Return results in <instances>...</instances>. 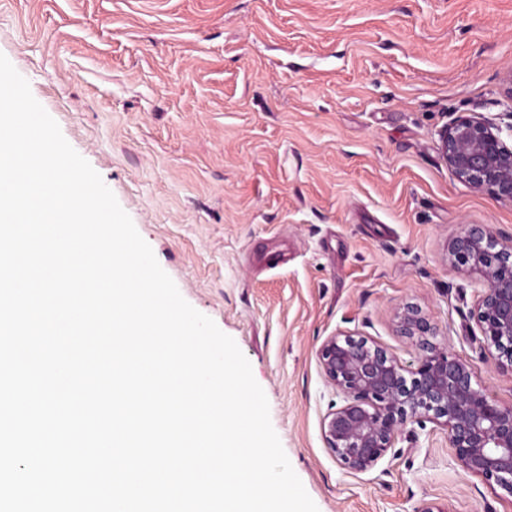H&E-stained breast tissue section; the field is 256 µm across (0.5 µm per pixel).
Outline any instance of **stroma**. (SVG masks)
I'll return each instance as SVG.
<instances>
[{
  "label": "stroma",
  "mask_w": 512,
  "mask_h": 512,
  "mask_svg": "<svg viewBox=\"0 0 512 512\" xmlns=\"http://www.w3.org/2000/svg\"><path fill=\"white\" fill-rule=\"evenodd\" d=\"M0 53L235 340L319 512H512L431 422L347 470L322 439L342 399L318 360L352 333L414 366L393 324L412 302L512 403L447 252L461 224L511 235L512 203L440 152L457 116L508 121L512 0H0ZM280 247L286 265L259 262Z\"/></svg>",
  "instance_id": "35a3bbf8"
}]
</instances>
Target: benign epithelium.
<instances>
[{
    "mask_svg": "<svg viewBox=\"0 0 512 512\" xmlns=\"http://www.w3.org/2000/svg\"><path fill=\"white\" fill-rule=\"evenodd\" d=\"M505 129L512 133V123ZM505 129L462 116L443 131L441 150L461 181L512 202ZM448 267L480 285L474 318L482 353L498 371L512 374V236L491 224H461L448 238ZM396 332L417 350L413 369L367 336L339 333L321 345L324 377L343 396L322 420L326 448L346 469L363 473L408 426L433 422L447 431L464 472L512 497V403L487 394L469 362L434 342L439 329L418 305L398 308Z\"/></svg>",
    "mask_w": 512,
    "mask_h": 512,
    "instance_id": "benign-epithelium-1",
    "label": "benign epithelium"
}]
</instances>
